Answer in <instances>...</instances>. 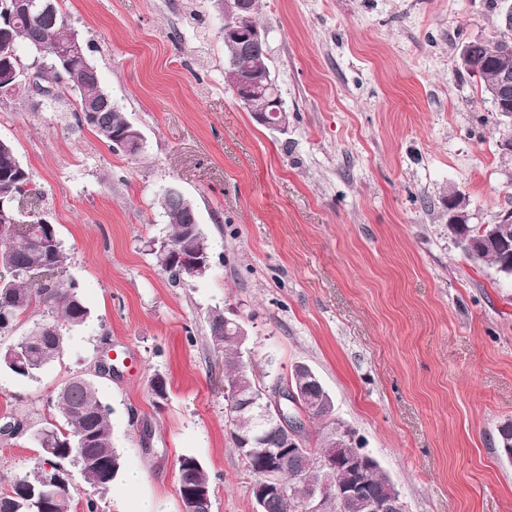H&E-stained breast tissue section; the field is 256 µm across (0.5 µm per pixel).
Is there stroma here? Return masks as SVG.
I'll list each match as a JSON object with an SVG mask.
<instances>
[{
	"instance_id": "stroma-1",
	"label": "stroma",
	"mask_w": 512,
	"mask_h": 512,
	"mask_svg": "<svg viewBox=\"0 0 512 512\" xmlns=\"http://www.w3.org/2000/svg\"><path fill=\"white\" fill-rule=\"evenodd\" d=\"M62 10L145 141L113 152L77 124L68 94L0 106V140L31 179L18 219L55 224L91 311L35 377L0 372V417L26 425L0 436V494L32 474L50 398L82 375L112 409L122 470L105 488L73 474L74 512L90 499L133 512L139 496L180 512L185 454L207 473L213 512H253L209 335L220 309L246 330L243 360L263 387L299 364L318 374L404 512H512V459L497 443L512 421V278L464 255L446 207L454 189L469 223L512 210V119L457 64L462 41L496 30L491 0H257L284 132L225 84L215 0ZM171 187L212 246L205 277L173 280L151 251L169 232L157 200ZM105 348L117 369L99 376Z\"/></svg>"
}]
</instances>
